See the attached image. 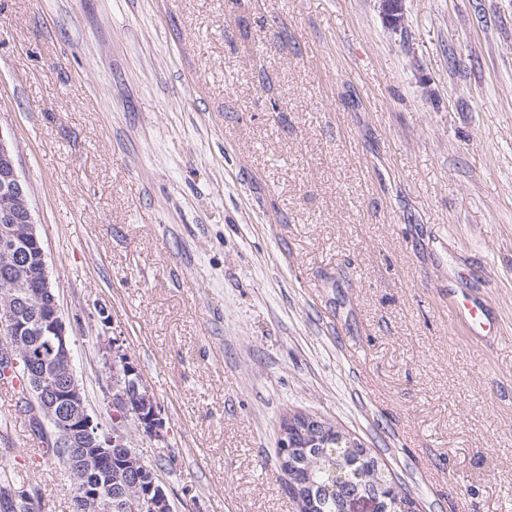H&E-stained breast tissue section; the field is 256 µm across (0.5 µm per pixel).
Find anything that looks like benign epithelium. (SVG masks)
Listing matches in <instances>:
<instances>
[{
	"label": "benign epithelium",
	"mask_w": 512,
	"mask_h": 512,
	"mask_svg": "<svg viewBox=\"0 0 512 512\" xmlns=\"http://www.w3.org/2000/svg\"><path fill=\"white\" fill-rule=\"evenodd\" d=\"M387 22L398 28L404 24L402 0H381ZM0 263L12 268L13 279L5 282V301L16 299V289L35 288L37 297L47 302L42 319L45 331L52 339V351L45 358L24 345L22 336L27 328L21 315L6 312L0 323L9 326L12 338L4 343L5 352L11 360L27 353L30 360L41 361L39 373L34 375L30 392L42 397L50 392L51 408L63 414L67 422L66 435L58 440V446L81 449L83 466L75 471L76 479L82 481L92 471H98L102 463L112 453L114 446L122 447L128 458L138 459V451L128 447L127 436L121 426L113 427L112 432L100 435L92 430L93 418L81 395L80 387L72 367L71 334L62 317L56 298L52 295L46 254L41 237L37 234L35 219L30 204L29 190L21 179L16 167L15 143L0 132ZM107 366L113 373L106 377V390L111 403L129 406V401L139 396V389L145 387L138 371L130 365L127 356L116 344H108L104 354ZM288 424L294 431L311 436L334 434L336 427L319 416H306L299 413L288 415ZM365 503L370 512H406L408 507L400 499L387 501L379 491L357 492L345 498L341 512H356L355 506Z\"/></svg>",
	"instance_id": "obj_1"
}]
</instances>
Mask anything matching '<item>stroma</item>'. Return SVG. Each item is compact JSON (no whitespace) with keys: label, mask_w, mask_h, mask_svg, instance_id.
Wrapping results in <instances>:
<instances>
[{"label":"stroma","mask_w":512,"mask_h":512,"mask_svg":"<svg viewBox=\"0 0 512 512\" xmlns=\"http://www.w3.org/2000/svg\"><path fill=\"white\" fill-rule=\"evenodd\" d=\"M0 0L17 146L73 368L116 338L173 512H297L283 416H323L420 512H512V0ZM482 298L501 339L473 344ZM73 512L30 418L0 449ZM456 315L458 320L466 325L470 336L476 342H479L485 336L497 335V323L488 317L480 301L473 299L465 300L462 306L458 308Z\"/></svg>","instance_id":"obj_1"}]
</instances>
